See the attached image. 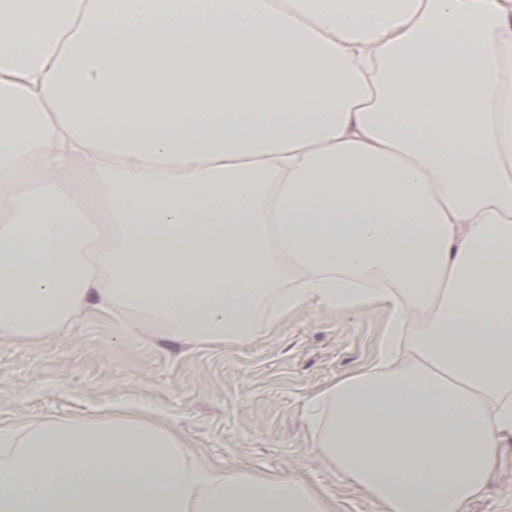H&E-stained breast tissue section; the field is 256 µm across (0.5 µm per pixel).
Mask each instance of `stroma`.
<instances>
[{"label":"stroma","mask_w":512,"mask_h":512,"mask_svg":"<svg viewBox=\"0 0 512 512\" xmlns=\"http://www.w3.org/2000/svg\"><path fill=\"white\" fill-rule=\"evenodd\" d=\"M387 314L381 303L340 316L300 310L272 334L228 346L188 342L161 325L119 340L94 315L36 348L0 340V427L123 410L171 427L214 467L286 471L335 512H378L315 457L305 405L372 361ZM466 512H512V445L499 451L487 496Z\"/></svg>","instance_id":"obj_1"}]
</instances>
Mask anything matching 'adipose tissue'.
Masks as SVG:
<instances>
[{
	"label": "adipose tissue",
	"mask_w": 512,
	"mask_h": 512,
	"mask_svg": "<svg viewBox=\"0 0 512 512\" xmlns=\"http://www.w3.org/2000/svg\"><path fill=\"white\" fill-rule=\"evenodd\" d=\"M4 175L1 339L95 314L236 343L381 302L374 364L306 403L316 455L382 512L487 492L512 443V0H0ZM0 512L333 507L116 414L0 430Z\"/></svg>",
	"instance_id": "ef3b65f1"
}]
</instances>
